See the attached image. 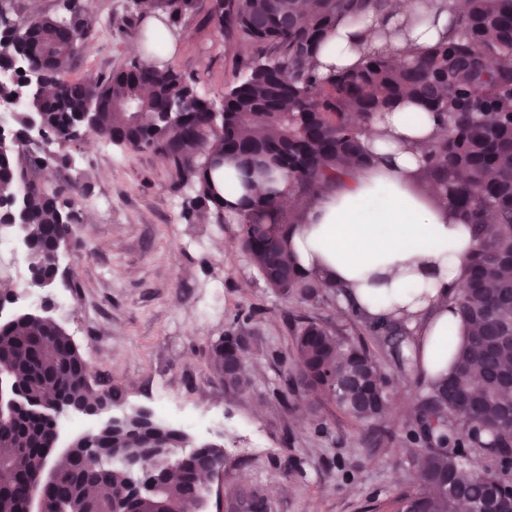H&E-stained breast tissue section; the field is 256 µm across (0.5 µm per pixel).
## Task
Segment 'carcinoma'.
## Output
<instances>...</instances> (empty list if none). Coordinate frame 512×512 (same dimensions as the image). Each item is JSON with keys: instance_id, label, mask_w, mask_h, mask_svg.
I'll use <instances>...</instances> for the list:
<instances>
[{"instance_id": "1", "label": "carcinoma", "mask_w": 512, "mask_h": 512, "mask_svg": "<svg viewBox=\"0 0 512 512\" xmlns=\"http://www.w3.org/2000/svg\"><path fill=\"white\" fill-rule=\"evenodd\" d=\"M143 13L162 11L165 30L149 37L162 54L183 17L197 0H133ZM387 0H313L301 12L297 0H217L214 16L226 23L252 54L241 61L245 77L225 95L216 111L204 98L180 119H163L170 105L197 96L193 81L166 63L139 67L129 61L118 71L89 83L70 77L78 41L66 27L74 14H85L82 0H61L52 15L12 25L0 44V67L24 55L38 64L50 61V92L34 94L28 75L0 84V100L20 94L37 113L50 142L77 143L75 112H88L95 133L137 151L161 154L181 182L190 186L186 213L210 208L218 219L224 206L208 172L232 163L243 173L281 174L303 198L336 182L347 163L367 162L361 135L379 112L403 98L419 101L440 117L425 167L442 187L441 203L469 223L478 247L466 262L465 283L448 296V305L476 328L465 334L453 356L450 375L424 387L409 424L422 452L415 466L422 480L415 493H400L395 512H512V476L495 467H479L471 456L487 452L493 461L512 457V0H469L465 14H448V40L425 56L401 59L371 51L365 64L332 79L317 71L314 56L326 46L336 25L385 11ZM299 15L283 31V14ZM204 141L206 151L192 155L188 146ZM39 165L24 145L0 151V199L27 205L29 237L44 278L53 274L54 257L72 245V227L81 214L67 197L78 182L51 188L38 179ZM68 222L59 220L62 210ZM293 216L283 221L274 197L257 198L240 217L237 242L249 266L285 298L320 307L337 304L332 284L302 274L286 246ZM495 226L492 235L485 233ZM365 338L351 343L319 318H304L292 329L294 371L287 384L314 406L327 401L351 420L377 427L393 398L396 381L408 376L414 361L405 352L409 332L394 323L358 318ZM239 333L230 330L213 347L212 361L222 372L224 358L236 353ZM86 360L66 331L37 311L21 310L15 321L0 322V369L9 390L28 399V411L0 406V512H22L31 497L32 476L69 461H52L58 441L57 397L69 412L91 406L99 394L85 369ZM241 396L253 388L249 364L224 381ZM185 433L159 419L142 422L129 414L125 426L104 435L90 433L79 451L89 456L102 448L132 455L170 454L187 447ZM195 460L166 479L157 503L130 499L134 512H184ZM127 472L115 467L107 482L84 490L63 478L45 490L48 512H112L126 489Z\"/></svg>"}]
</instances>
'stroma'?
I'll use <instances>...</instances> for the list:
<instances>
[{"mask_svg":"<svg viewBox=\"0 0 512 512\" xmlns=\"http://www.w3.org/2000/svg\"><path fill=\"white\" fill-rule=\"evenodd\" d=\"M84 3L89 28L78 37L82 51L71 71L82 80L123 67L147 28L132 0ZM213 5L200 0L182 19L163 60L219 107L249 49L211 20ZM61 151L76 164L42 181L85 183L73 202L94 220L74 228L61 261L71 274L57 279L51 314L102 388L121 390L125 409L147 408L193 444L223 448L205 512H229L234 495L251 490L266 496L268 512H394V496L419 485L414 458L421 447L407 439L409 418L399 406L419 399L422 375L397 384L383 421L396 435L380 443L334 405L313 415L287 411L281 394L293 369V323L322 317L354 343L361 325L337 307L313 308L267 288L234 244L236 220L185 221L192 191L177 186L158 153L98 134ZM238 326L258 339L249 358L253 389L244 397L225 391L212 364L213 344ZM318 416L328 433L316 432ZM290 461L296 470L287 469Z\"/></svg>","mask_w":512,"mask_h":512,"instance_id":"obj_1","label":"stroma"}]
</instances>
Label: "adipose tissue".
Listing matches in <instances>:
<instances>
[{"label":"adipose tissue","instance_id":"adipose-tissue-1","mask_svg":"<svg viewBox=\"0 0 512 512\" xmlns=\"http://www.w3.org/2000/svg\"><path fill=\"white\" fill-rule=\"evenodd\" d=\"M389 5V39L375 40L370 23H341L320 56L322 74L360 68L372 43L402 58L425 53L448 28L437 0ZM437 132L432 113L402 99L365 130L369 163L350 167L311 200L299 198L285 178L249 179L230 164L220 185L231 218L243 199L277 195L283 212L296 217L287 240L300 271L336 285L342 311L406 327L429 381L447 375L466 332L448 296L461 288V260L476 248L470 227L437 204L438 187L423 174L422 159Z\"/></svg>","mask_w":512,"mask_h":512}]
</instances>
